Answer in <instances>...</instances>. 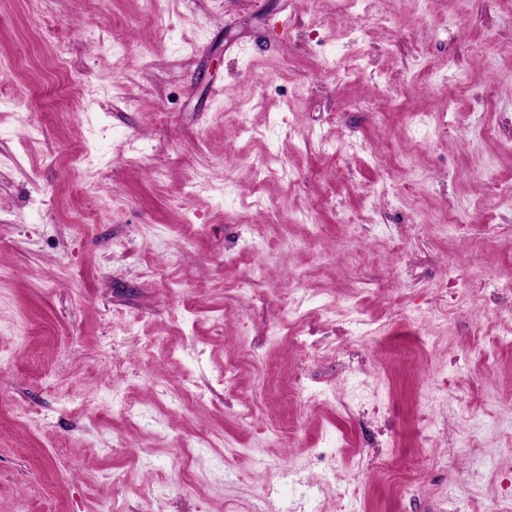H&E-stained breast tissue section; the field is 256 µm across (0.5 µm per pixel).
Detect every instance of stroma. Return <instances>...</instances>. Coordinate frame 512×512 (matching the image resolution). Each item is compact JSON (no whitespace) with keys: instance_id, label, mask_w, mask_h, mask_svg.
I'll return each mask as SVG.
<instances>
[{"instance_id":"1","label":"stroma","mask_w":512,"mask_h":512,"mask_svg":"<svg viewBox=\"0 0 512 512\" xmlns=\"http://www.w3.org/2000/svg\"><path fill=\"white\" fill-rule=\"evenodd\" d=\"M490 174L512 0H0V512H495Z\"/></svg>"}]
</instances>
